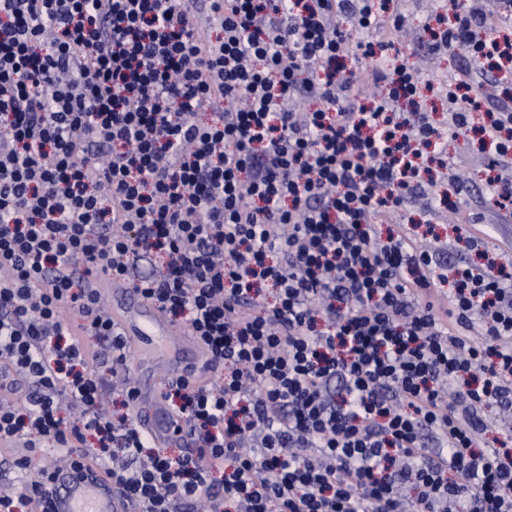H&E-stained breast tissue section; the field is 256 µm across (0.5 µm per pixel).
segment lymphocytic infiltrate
Here are the masks:
<instances>
[{
    "label": "lymphocytic infiltrate",
    "instance_id": "f902f5d3",
    "mask_svg": "<svg viewBox=\"0 0 512 512\" xmlns=\"http://www.w3.org/2000/svg\"><path fill=\"white\" fill-rule=\"evenodd\" d=\"M495 19L432 30L466 59L437 123L395 39L358 37L400 28L385 0H0V512L42 503L46 442L135 512H512V434L477 442L512 408V255L450 278L395 221L451 136L512 215ZM102 280L206 355L162 394L180 453L128 415Z\"/></svg>",
    "mask_w": 512,
    "mask_h": 512
}]
</instances>
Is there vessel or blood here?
Listing matches in <instances>:
<instances>
[{"instance_id":"1","label":"vessel or blood","mask_w":512,"mask_h":512,"mask_svg":"<svg viewBox=\"0 0 512 512\" xmlns=\"http://www.w3.org/2000/svg\"><path fill=\"white\" fill-rule=\"evenodd\" d=\"M113 296V319L133 348L145 356L154 353V339L166 335L168 324L162 313L134 291L104 282ZM90 475L55 472L45 502L47 512H132L130 502L112 485L111 477L97 464H90Z\"/></svg>"}]
</instances>
